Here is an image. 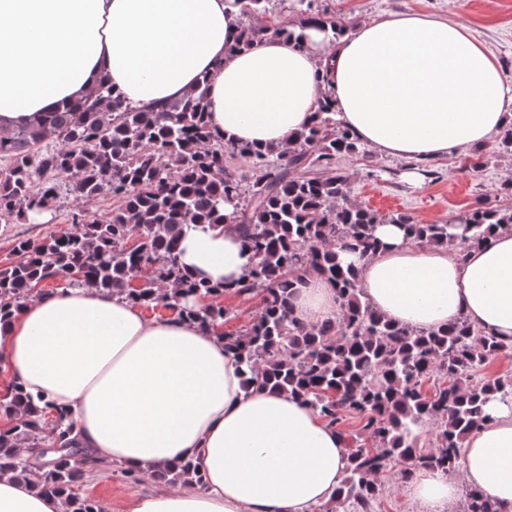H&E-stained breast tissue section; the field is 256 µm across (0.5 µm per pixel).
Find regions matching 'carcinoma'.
Returning a JSON list of instances; mask_svg holds the SVG:
<instances>
[{
    "label": "carcinoma",
    "mask_w": 512,
    "mask_h": 512,
    "mask_svg": "<svg viewBox=\"0 0 512 512\" xmlns=\"http://www.w3.org/2000/svg\"><path fill=\"white\" fill-rule=\"evenodd\" d=\"M268 3L234 0L242 18L236 47L283 30L251 21L268 13ZM205 98L201 84L155 111L130 105L102 82L41 122L0 130V159L11 161L0 176V224L54 209L61 176L86 200L110 194L117 203L103 224H85L76 214L70 233L18 240L19 261L0 268V318L60 276L73 285L119 291L142 307L161 304L205 328L229 315L218 302L225 293L260 294L262 307L251 326L224 335L225 348L244 367L246 386L299 395L336 429L344 413L361 417L363 437L348 442L343 490L316 512L345 504L372 512L382 494L381 476L393 462L456 474L464 440L487 420L486 403L494 397L512 402L511 377L481 376L512 344L485 335L465 318L430 331L392 323L363 299L359 279L341 264L339 251L366 255L376 247L375 225L397 223L413 238L461 255L484 243L485 225L512 229V212L479 205L449 222L421 224L409 213L384 217L349 205L350 178L336 168V156L355 151L357 139L336 120L335 103H326L292 145L262 153L216 140L205 119ZM46 140L58 141L59 148L41 152ZM235 154L256 160L259 174L252 183L243 184L227 166L226 156ZM313 167L319 173L299 174ZM229 223L253 255L247 279L229 287L186 278L177 262L184 230ZM309 271L334 284L341 308L338 319L311 328L289 310L295 282ZM137 279L144 286L132 287ZM192 298L211 303L197 309L189 305ZM430 378L445 380L432 396L422 389ZM0 413L17 417L16 424L0 429V477L29 474L20 444L57 445L32 487L64 498L66 512H104L76 491L85 468L98 460L75 441L66 415L48 420L15 388L0 398ZM419 424L434 436L427 450L410 434ZM148 475L173 485L201 483L189 462ZM463 512L496 510L474 489L466 492Z\"/></svg>",
    "instance_id": "carcinoma-1"
}]
</instances>
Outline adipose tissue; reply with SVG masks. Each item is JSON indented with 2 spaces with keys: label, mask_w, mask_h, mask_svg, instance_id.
<instances>
[{
  "label": "adipose tissue",
  "mask_w": 512,
  "mask_h": 512,
  "mask_svg": "<svg viewBox=\"0 0 512 512\" xmlns=\"http://www.w3.org/2000/svg\"><path fill=\"white\" fill-rule=\"evenodd\" d=\"M232 0H0V129L45 118L108 82L131 105L158 110L205 85L216 139L263 151L294 142L324 96L362 143L392 157L434 160L487 142L512 121V83L468 25L398 13L305 47L270 37L228 52ZM379 248L342 253L363 297L386 319L435 329L465 317L512 344V230L464 254L375 228ZM178 263L195 280L234 284L254 259L235 225L195 228ZM340 313L315 273L294 287L290 315L306 326ZM0 372L39 407L66 412L98 460L132 470L192 462L202 486L144 494L130 512H309L336 499L344 437L295 396L247 387L218 331L174 315L146 318L125 294L89 284L47 292L0 323ZM462 448V477L412 470L409 495L446 512L462 487L512 512V404L486 406ZM29 478H0V512H64Z\"/></svg>",
  "instance_id": "ef3b65f1"
}]
</instances>
